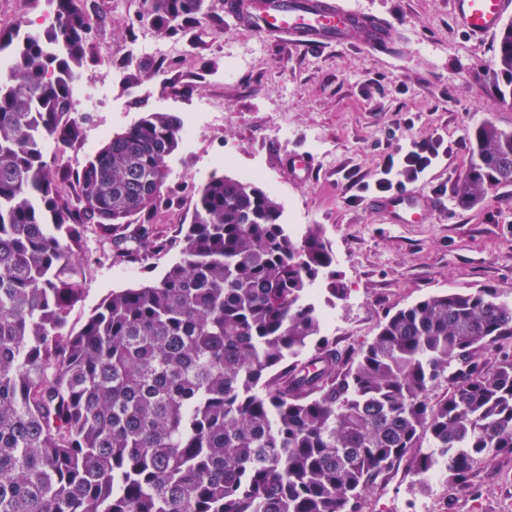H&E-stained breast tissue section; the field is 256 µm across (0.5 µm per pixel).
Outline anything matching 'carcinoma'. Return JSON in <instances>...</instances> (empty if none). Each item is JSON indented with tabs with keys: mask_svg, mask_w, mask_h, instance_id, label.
Listing matches in <instances>:
<instances>
[{
	"mask_svg": "<svg viewBox=\"0 0 512 512\" xmlns=\"http://www.w3.org/2000/svg\"><path fill=\"white\" fill-rule=\"evenodd\" d=\"M54 2V27L16 41L0 77V512H362L407 459L454 490L477 461L512 456V303L494 288L432 295L338 349L309 296L324 274L345 295L329 242L290 235L253 180L201 186L180 259L70 330L88 231L111 262L168 249L133 221L167 204L183 123L141 116L66 193L45 146L77 140L72 84L99 15ZM147 2L167 31L204 6ZM496 43L486 82L508 101L512 21ZM472 143L463 207L512 185V131L486 121Z\"/></svg>",
	"mask_w": 512,
	"mask_h": 512,
	"instance_id": "carcinoma-1",
	"label": "carcinoma"
}]
</instances>
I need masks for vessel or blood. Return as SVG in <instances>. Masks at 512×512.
Instances as JSON below:
<instances>
[{"instance_id":"b4317fda","label":"vessel or blood","mask_w":512,"mask_h":512,"mask_svg":"<svg viewBox=\"0 0 512 512\" xmlns=\"http://www.w3.org/2000/svg\"><path fill=\"white\" fill-rule=\"evenodd\" d=\"M457 26L474 38L495 35L512 17V0H452ZM224 9L236 23L270 38H288L308 50L347 47L354 42L382 50L394 27L391 18L365 13L348 0H226ZM368 209L386 213L392 223L411 224L438 208L436 197L403 187L367 199Z\"/></svg>"}]
</instances>
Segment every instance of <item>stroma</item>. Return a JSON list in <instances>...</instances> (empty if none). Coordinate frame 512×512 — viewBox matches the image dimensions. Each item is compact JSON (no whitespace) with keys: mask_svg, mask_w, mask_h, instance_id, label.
Segmentation results:
<instances>
[{"mask_svg":"<svg viewBox=\"0 0 512 512\" xmlns=\"http://www.w3.org/2000/svg\"><path fill=\"white\" fill-rule=\"evenodd\" d=\"M225 0H206L202 14L175 31L160 29L145 0H112V12L85 46L80 81L107 82V99L77 102L79 142L58 167L67 175L106 141L148 112L178 116L186 130L170 158V201L151 220L169 250L148 265L99 261L95 234L83 244L85 294L69 324L80 329L111 291L161 277L180 257L181 225L193 193L212 177L256 182L282 206L294 236L320 228L335 255L347 294L332 297L323 281L313 294L333 319L325 335L359 349L386 313L443 292L495 288L512 299V186L490 188L476 205L457 201L461 175L474 159L471 135L484 121L512 130V103L484 84L496 41L475 40L456 27L451 0H350L353 7L394 16L386 54L362 46L311 52L236 26ZM139 39L183 47L181 56H143L127 64ZM110 54L111 69L101 58ZM438 134L450 151L415 184L441 196V211L417 224H394L358 198L386 155L409 141ZM312 157L316 172L301 182L288 157ZM419 477L402 463L365 498L372 512H512V457L476 466L473 492L417 490Z\"/></svg>","mask_w":512,"mask_h":512,"instance_id":"stroma-1","label":"stroma"}]
</instances>
